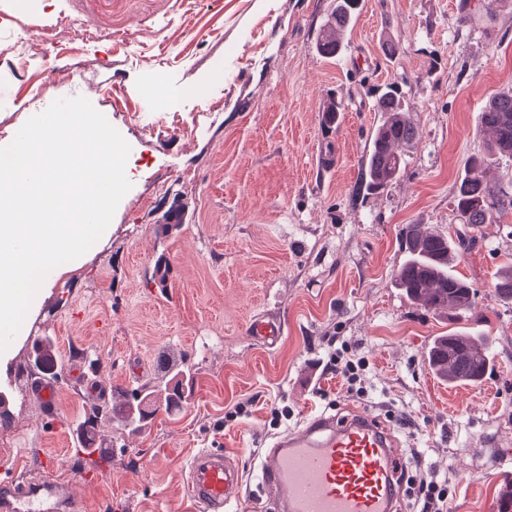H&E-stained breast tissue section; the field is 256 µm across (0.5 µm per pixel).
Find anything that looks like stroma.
I'll list each match as a JSON object with an SVG mask.
<instances>
[{"mask_svg": "<svg viewBox=\"0 0 512 512\" xmlns=\"http://www.w3.org/2000/svg\"><path fill=\"white\" fill-rule=\"evenodd\" d=\"M478 3L359 0L343 53L326 57L316 41L336 0H0V147L55 100L82 96L129 144L131 172L108 235L49 273L0 353L11 384L0 484L40 472L50 454L78 512H193L185 471L197 450L238 453L250 471L308 414L365 407L405 462L447 480L448 512H488L512 471V303L494 288L512 211L476 228L478 246L455 263L476 292L473 318L425 309L395 283L406 225L459 229L456 190L486 153L479 115L512 89V0L464 22ZM62 10L74 29L54 47L44 34ZM391 85L418 137L369 194L365 155ZM332 100L334 125L323 120ZM176 204L185 223L162 226ZM254 320L282 325L276 345L253 338ZM457 330L492 349L481 382L453 386L428 368L432 340ZM334 336L369 361L363 393L322 373ZM46 342L64 366L53 416L31 392ZM181 366L182 407L136 430L100 419L108 453L82 450L76 428L101 389L120 406ZM22 370L28 381L15 384ZM246 399L250 416L225 423Z\"/></svg>", "mask_w": 512, "mask_h": 512, "instance_id": "35a3bbf8", "label": "stroma"}]
</instances>
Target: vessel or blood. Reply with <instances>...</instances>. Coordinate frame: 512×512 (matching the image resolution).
Listing matches in <instances>:
<instances>
[{
    "mask_svg": "<svg viewBox=\"0 0 512 512\" xmlns=\"http://www.w3.org/2000/svg\"><path fill=\"white\" fill-rule=\"evenodd\" d=\"M47 462L34 478L0 486V512H75L68 483ZM402 461L384 422L357 409L311 414L273 438L254 475L265 512H402ZM239 457L203 449L190 460L187 493L199 512H226L247 487Z\"/></svg>",
    "mask_w": 512,
    "mask_h": 512,
    "instance_id": "1",
    "label": "vessel or blood"
}]
</instances>
